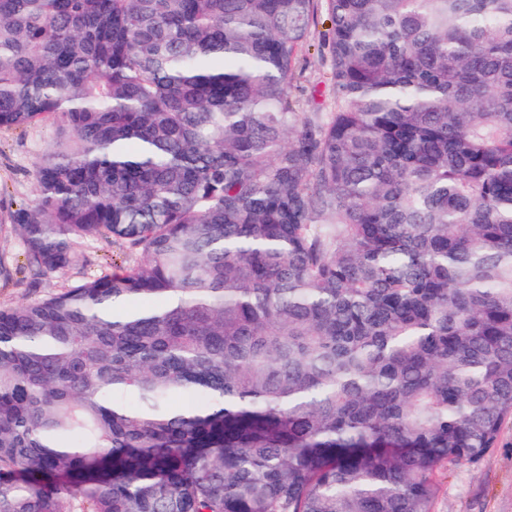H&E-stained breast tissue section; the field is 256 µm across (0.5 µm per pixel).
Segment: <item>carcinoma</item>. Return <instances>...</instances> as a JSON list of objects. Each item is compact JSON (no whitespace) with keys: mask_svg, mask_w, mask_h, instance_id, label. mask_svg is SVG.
Listing matches in <instances>:
<instances>
[{"mask_svg":"<svg viewBox=\"0 0 512 512\" xmlns=\"http://www.w3.org/2000/svg\"><path fill=\"white\" fill-rule=\"evenodd\" d=\"M325 6L329 97L294 61ZM0 512H434L512 417V0H0ZM50 136L47 124L0 129V215L35 199V166ZM10 264L12 278L7 282L0 280V307L7 308L27 301L57 293L67 280L77 276L76 270L66 274L43 277L32 268L23 253L20 241L10 233L9 229L0 232V255ZM83 251L89 260V265L84 270L87 276L111 273L115 265L128 264L135 259V255L124 245L112 240L87 243L84 245Z\"/></svg>","mask_w":512,"mask_h":512,"instance_id":"obj_1","label":"carcinoma"}]
</instances>
